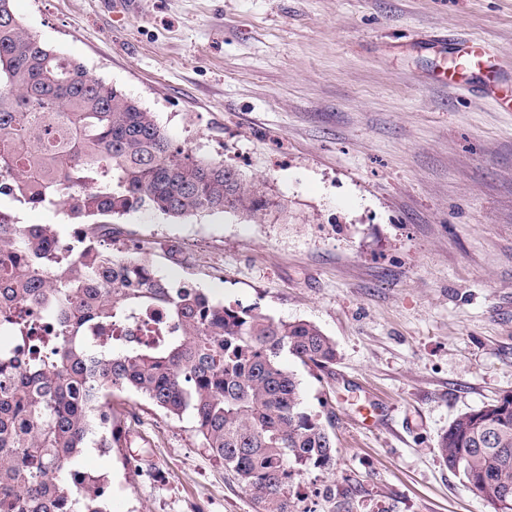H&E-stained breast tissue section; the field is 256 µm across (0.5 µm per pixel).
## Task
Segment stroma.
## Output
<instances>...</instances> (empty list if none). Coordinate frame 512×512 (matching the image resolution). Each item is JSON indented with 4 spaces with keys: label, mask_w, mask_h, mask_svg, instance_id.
Masks as SVG:
<instances>
[{
    "label": "stroma",
    "mask_w": 512,
    "mask_h": 512,
    "mask_svg": "<svg viewBox=\"0 0 512 512\" xmlns=\"http://www.w3.org/2000/svg\"><path fill=\"white\" fill-rule=\"evenodd\" d=\"M12 7L154 112L175 144L273 199L256 217H116L112 252L145 253L172 283L335 341L325 371L282 357L335 436L333 472L293 482L299 512H492L437 440L512 391V95L451 94L434 78L473 36L512 91V0ZM112 411L122 447L82 457L107 475L111 512H255L191 417L132 392Z\"/></svg>",
    "instance_id": "stroma-1"
}]
</instances>
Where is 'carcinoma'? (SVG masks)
<instances>
[{
  "instance_id": "1",
  "label": "carcinoma",
  "mask_w": 512,
  "mask_h": 512,
  "mask_svg": "<svg viewBox=\"0 0 512 512\" xmlns=\"http://www.w3.org/2000/svg\"><path fill=\"white\" fill-rule=\"evenodd\" d=\"M0 0V201L87 220L81 245L54 224H18L0 209V320L26 354L0 352V512H110L107 479L82 474L83 449L120 448L116 393L140 394L180 420L253 497L256 512H296L292 485L331 471L330 426L303 404L288 354L326 369L334 341L315 324L275 319L172 285L140 255L102 247L97 216H258L269 199L222 160L173 143L154 113L44 44ZM162 312L144 340L108 334L89 365V327L117 330ZM448 469L512 512V392L458 415L438 441Z\"/></svg>"
}]
</instances>
